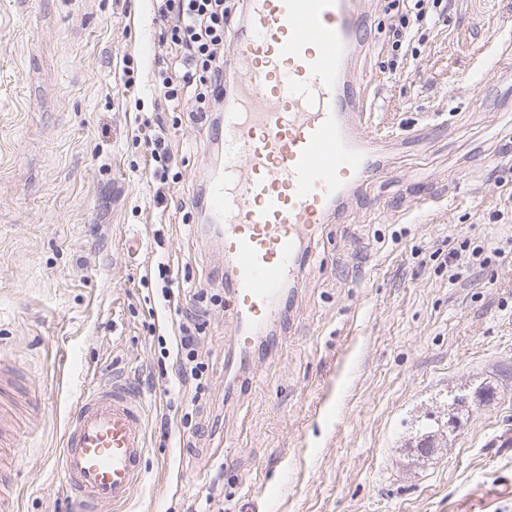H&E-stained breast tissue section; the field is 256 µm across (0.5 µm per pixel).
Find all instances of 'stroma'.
Segmentation results:
<instances>
[{"label":"stroma","mask_w":512,"mask_h":512,"mask_svg":"<svg viewBox=\"0 0 512 512\" xmlns=\"http://www.w3.org/2000/svg\"><path fill=\"white\" fill-rule=\"evenodd\" d=\"M160 5L0 0V352L14 397L40 409L0 456L17 512H70L66 422L82 388L114 379L140 393L148 440L128 512L204 507L216 474L222 512H512V222L496 216L512 193V0H448L398 69L401 9L357 0L368 35L347 79L386 174L319 225L269 352L240 363L211 308L220 420L194 448L180 421L162 434L166 386L143 380L171 365L157 339L192 294L221 285L224 243L191 200L224 160L154 87L178 69ZM160 121L176 158L161 200L145 146ZM477 245L485 266L449 285L446 260ZM452 415L450 437L419 447L420 425Z\"/></svg>","instance_id":"1"}]
</instances>
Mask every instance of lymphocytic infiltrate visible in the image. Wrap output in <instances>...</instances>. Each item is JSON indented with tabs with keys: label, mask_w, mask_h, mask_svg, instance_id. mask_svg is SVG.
<instances>
[{
	"label": "lymphocytic infiltrate",
	"mask_w": 512,
	"mask_h": 512,
	"mask_svg": "<svg viewBox=\"0 0 512 512\" xmlns=\"http://www.w3.org/2000/svg\"><path fill=\"white\" fill-rule=\"evenodd\" d=\"M447 0H413L409 14L403 15L392 34L393 50L409 45L416 33L434 15L442 13ZM173 19L163 35L179 52L178 77L160 76L157 88L165 100H188L189 117L217 131L220 123L213 117L215 103L224 99V28L228 21L224 0H165ZM219 294L200 290L193 295V305L175 338L176 361L173 373L177 392L185 397L180 420L192 428L189 447H196L205 434L202 402L210 392L213 362L202 351L201 318L209 304L218 303Z\"/></svg>",
	"instance_id": "f902f5d3"
}]
</instances>
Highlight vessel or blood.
Segmentation results:
<instances>
[{
  "label": "vessel or blood",
  "instance_id": "vessel-or-blood-1",
  "mask_svg": "<svg viewBox=\"0 0 512 512\" xmlns=\"http://www.w3.org/2000/svg\"><path fill=\"white\" fill-rule=\"evenodd\" d=\"M364 33L353 0H248L232 46L242 73L219 138L208 207L221 224L239 355L277 310L318 225L368 164L369 120L347 86ZM146 456L142 402L115 381L84 390L65 428L60 482L76 512H123Z\"/></svg>",
  "mask_w": 512,
  "mask_h": 512
}]
</instances>
